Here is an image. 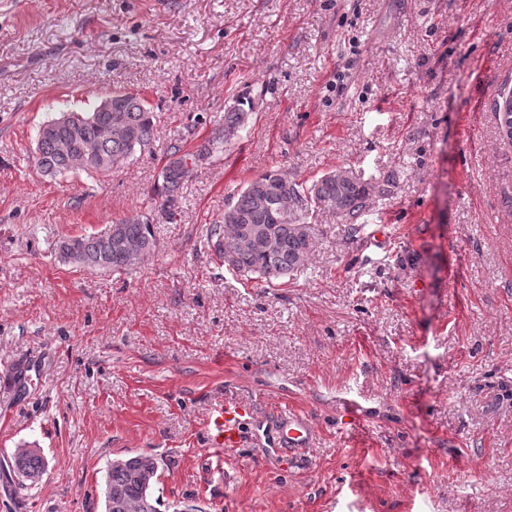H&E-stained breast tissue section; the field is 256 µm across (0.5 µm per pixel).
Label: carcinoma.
Instances as JSON below:
<instances>
[{
	"label": "carcinoma",
	"instance_id": "obj_1",
	"mask_svg": "<svg viewBox=\"0 0 512 512\" xmlns=\"http://www.w3.org/2000/svg\"><path fill=\"white\" fill-rule=\"evenodd\" d=\"M100 102L81 111L61 112L43 126L37 138L35 166L44 177L56 179L84 173L105 174L124 165L154 138L157 115L137 94L112 93V111L100 112ZM253 112L248 101L235 100L224 114L213 118L211 133L192 151L182 140L170 145L163 167L161 206L172 208L184 181L194 170L224 152L246 127ZM501 139L512 143V95L499 94L494 102ZM127 130L107 136V122ZM369 188L347 169L339 168L311 182L289 179L277 170L267 171L249 181L224 208L220 221L209 225L207 247L221 266L236 276L274 284L304 269L313 254L318 228L312 220L329 213L360 232L358 224L368 206ZM155 248L153 224L136 216L112 224L105 233L67 236L53 246L63 264L99 268L112 273L133 269ZM160 460L150 453H138L107 461L105 472V512H158L151 488L158 478ZM48 468L40 449L25 445L3 466L25 488L37 483ZM117 489L120 498L108 496Z\"/></svg>",
	"mask_w": 512,
	"mask_h": 512
}]
</instances>
